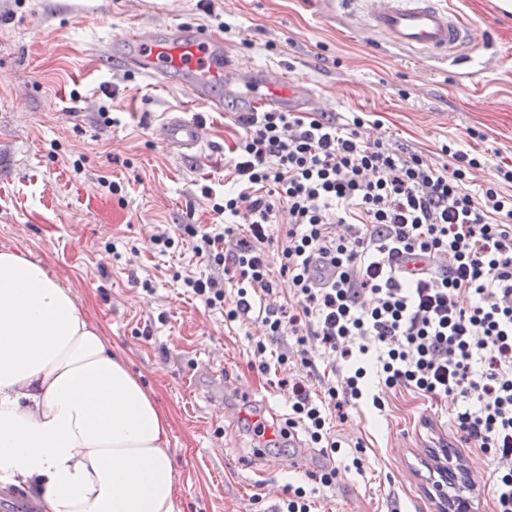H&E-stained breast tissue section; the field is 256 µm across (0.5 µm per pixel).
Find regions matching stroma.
<instances>
[{"label":"stroma","instance_id":"obj_1","mask_svg":"<svg viewBox=\"0 0 512 512\" xmlns=\"http://www.w3.org/2000/svg\"><path fill=\"white\" fill-rule=\"evenodd\" d=\"M474 24L485 46L466 67L435 61L354 29L317 0H0V245L41 259L87 305L115 352L153 387L173 417L171 454L180 512H276L279 493L303 487L315 512H440L426 467L450 449L473 512H490L494 465L454 423L456 404L384 389L383 409L364 400L329 427L341 448L265 447L255 416L284 426L288 390L261 373L260 323L225 321L186 292V276L210 268L191 240L160 253L151 237L179 225L221 230L212 198L224 195V164L242 136L236 102L214 112L184 91L96 61L130 28L183 21L221 31L227 48L258 69L287 71L362 116L369 139L443 167L453 142L485 155L469 175L479 192L512 167V13L497 0H440ZM112 120L104 122L101 110ZM171 112L200 117L207 138L182 157L158 129ZM115 182L118 192L101 187ZM211 197H204L203 188ZM297 455L296 470L278 458ZM337 470L324 487L310 475ZM263 470L270 496L248 480Z\"/></svg>","mask_w":512,"mask_h":512}]
</instances>
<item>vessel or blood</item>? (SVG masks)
<instances>
[{
    "instance_id": "b4317fda",
    "label": "vessel or blood",
    "mask_w": 512,
    "mask_h": 512,
    "mask_svg": "<svg viewBox=\"0 0 512 512\" xmlns=\"http://www.w3.org/2000/svg\"><path fill=\"white\" fill-rule=\"evenodd\" d=\"M363 2L360 30L389 38L400 48L459 61L476 43L475 30L438 0ZM109 51L120 68L183 89L218 112L231 98L243 99L249 112L324 107L305 81L249 67L225 48L220 34L190 24L138 26L113 39ZM161 127L166 147L180 155L195 150L205 134L203 123L179 114L167 117Z\"/></svg>"
}]
</instances>
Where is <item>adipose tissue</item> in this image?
Segmentation results:
<instances>
[{
	"label": "adipose tissue",
	"instance_id": "obj_1",
	"mask_svg": "<svg viewBox=\"0 0 512 512\" xmlns=\"http://www.w3.org/2000/svg\"><path fill=\"white\" fill-rule=\"evenodd\" d=\"M172 425L88 307L0 246V480L44 512H179Z\"/></svg>",
	"mask_w": 512,
	"mask_h": 512
}]
</instances>
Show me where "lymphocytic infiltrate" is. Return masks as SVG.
I'll use <instances>...</instances> for the list:
<instances>
[{
	"mask_svg": "<svg viewBox=\"0 0 512 512\" xmlns=\"http://www.w3.org/2000/svg\"><path fill=\"white\" fill-rule=\"evenodd\" d=\"M237 120L245 133L232 149L224 200L213 206L223 231L181 227L213 272L184 278L185 287L229 322L259 311L255 355L294 336V349L276 356L280 369L292 361L314 368V342L328 365L372 353L387 388L458 401L457 429L495 464L492 512H512V194L498 188L512 183V169L498 168V182L476 197L466 180L484 156L447 144L449 163L438 169L365 139L359 116L343 124L268 111ZM279 208L290 227L274 266L267 246ZM400 256L419 268L402 272ZM230 272L231 297L223 279ZM277 274L287 277L295 309L272 301ZM365 376L360 366L324 380V405L294 379L289 428L340 448L326 410L361 400Z\"/></svg>",
	"mask_w": 512,
	"mask_h": 512,
	"instance_id": "obj_1",
	"label": "lymphocytic infiltrate"
}]
</instances>
